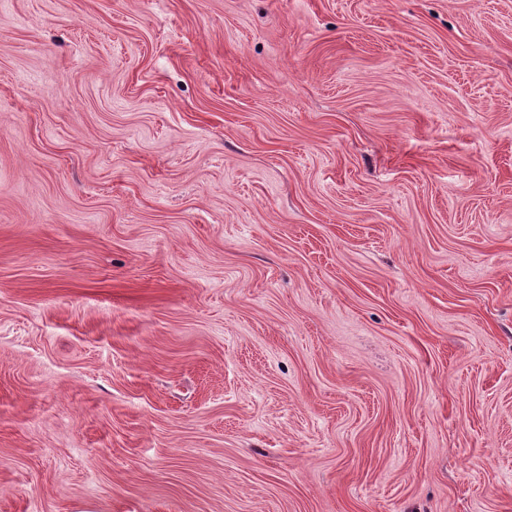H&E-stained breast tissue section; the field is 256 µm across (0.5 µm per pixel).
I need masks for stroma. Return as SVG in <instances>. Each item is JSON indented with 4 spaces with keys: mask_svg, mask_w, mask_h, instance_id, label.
<instances>
[{
    "mask_svg": "<svg viewBox=\"0 0 512 512\" xmlns=\"http://www.w3.org/2000/svg\"><path fill=\"white\" fill-rule=\"evenodd\" d=\"M0 512H512V0H0Z\"/></svg>",
    "mask_w": 512,
    "mask_h": 512,
    "instance_id": "stroma-1",
    "label": "stroma"
}]
</instances>
